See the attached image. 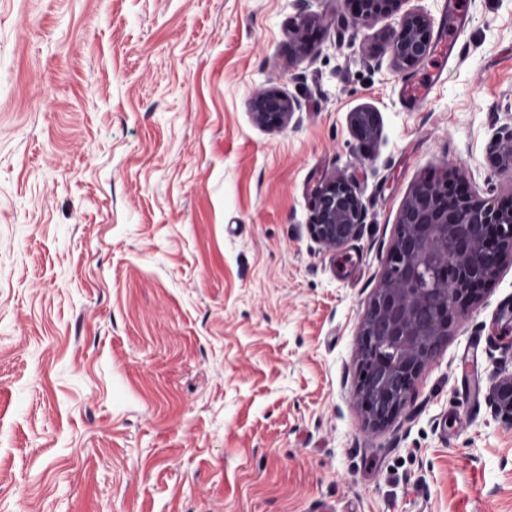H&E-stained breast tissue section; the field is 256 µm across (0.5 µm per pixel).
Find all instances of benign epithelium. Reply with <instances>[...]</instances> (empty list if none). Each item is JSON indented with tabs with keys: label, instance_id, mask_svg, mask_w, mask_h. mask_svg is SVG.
Listing matches in <instances>:
<instances>
[{
	"label": "benign epithelium",
	"instance_id": "benign-epithelium-1",
	"mask_svg": "<svg viewBox=\"0 0 512 512\" xmlns=\"http://www.w3.org/2000/svg\"><path fill=\"white\" fill-rule=\"evenodd\" d=\"M353 21L369 26L398 12L403 0H349ZM381 52L398 68L414 67L428 55L432 42L429 17L404 13L398 26L379 34ZM297 103L276 88L252 102L255 122L283 128ZM359 138L377 134V113H352ZM496 163L512 167V126L493 137ZM364 207L352 180L334 177L316 191L312 236L336 248L357 237ZM512 256V194L481 199L465 187L460 170L444 183L419 184L404 205L391 248L389 267L361 322L356 394L374 429L389 425L406 406L426 364L448 339V323L462 319L473 303V286L500 272ZM494 413L512 425V374L493 388Z\"/></svg>",
	"mask_w": 512,
	"mask_h": 512
}]
</instances>
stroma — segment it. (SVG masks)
Returning a JSON list of instances; mask_svg holds the SVG:
<instances>
[{
    "instance_id": "obj_1",
    "label": "stroma",
    "mask_w": 512,
    "mask_h": 512,
    "mask_svg": "<svg viewBox=\"0 0 512 512\" xmlns=\"http://www.w3.org/2000/svg\"><path fill=\"white\" fill-rule=\"evenodd\" d=\"M347 0H0V512H512V263L389 426L356 395L361 318L424 181L512 125V0H469L408 106ZM307 51L290 38L301 22ZM301 28V27H300ZM275 87L289 125L257 124ZM376 112L374 139L350 114ZM340 175L338 249L309 224ZM484 340L463 366L472 337ZM460 34L461 32L457 26L449 28L434 50L437 61L434 70L420 80L404 84V95L409 102L425 98L431 93L444 69V61H447L455 53ZM297 103L277 88H270L259 94L252 102L255 122L263 127L283 128L291 121ZM364 221V207L351 179L334 177L316 191L312 236L322 245L336 248L357 237ZM491 404L495 415L512 426V373L496 383Z\"/></svg>"
}]
</instances>
